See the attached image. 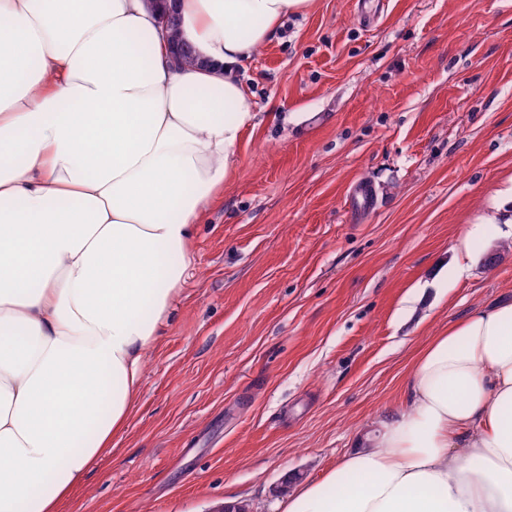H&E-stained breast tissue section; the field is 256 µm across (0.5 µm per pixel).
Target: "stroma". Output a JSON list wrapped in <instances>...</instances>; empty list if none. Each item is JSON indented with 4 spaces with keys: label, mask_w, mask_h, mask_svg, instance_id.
I'll list each match as a JSON object with an SVG mask.
<instances>
[{
    "label": "stroma",
    "mask_w": 512,
    "mask_h": 512,
    "mask_svg": "<svg viewBox=\"0 0 512 512\" xmlns=\"http://www.w3.org/2000/svg\"><path fill=\"white\" fill-rule=\"evenodd\" d=\"M238 76L255 125L124 430L59 512H276L286 473L379 429L431 337L512 295V243L456 270L512 178V0H315Z\"/></svg>",
    "instance_id": "stroma-1"
}]
</instances>
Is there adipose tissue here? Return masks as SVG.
<instances>
[{
    "label": "adipose tissue",
    "instance_id": "obj_1",
    "mask_svg": "<svg viewBox=\"0 0 512 512\" xmlns=\"http://www.w3.org/2000/svg\"><path fill=\"white\" fill-rule=\"evenodd\" d=\"M312 3L0 0V512H58L111 450L255 118L237 71ZM278 508L512 512V297L432 337L377 433Z\"/></svg>",
    "mask_w": 512,
    "mask_h": 512
}]
</instances>
